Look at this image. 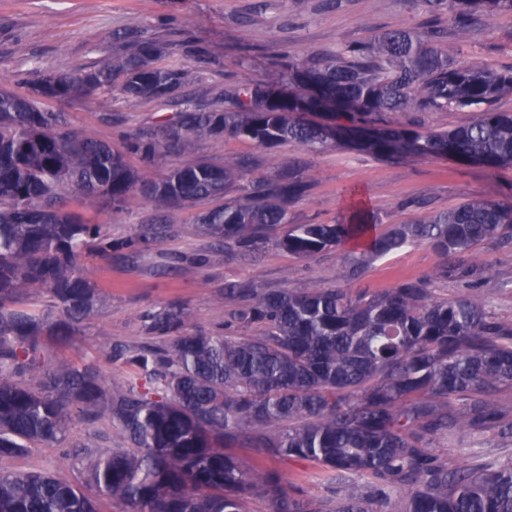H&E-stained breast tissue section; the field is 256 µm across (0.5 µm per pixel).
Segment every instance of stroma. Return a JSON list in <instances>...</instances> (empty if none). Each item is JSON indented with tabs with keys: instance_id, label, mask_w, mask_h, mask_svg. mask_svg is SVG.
Instances as JSON below:
<instances>
[{
	"instance_id": "1",
	"label": "stroma",
	"mask_w": 512,
	"mask_h": 512,
	"mask_svg": "<svg viewBox=\"0 0 512 512\" xmlns=\"http://www.w3.org/2000/svg\"><path fill=\"white\" fill-rule=\"evenodd\" d=\"M424 10L412 0H0V88L29 95L48 74L80 70L134 49L129 29L163 48L157 64L190 68L191 83L177 99H129L119 91L100 94L95 104L80 100L49 101L46 109L66 113L71 128L121 148L123 134L154 126L175 115L182 100L207 109H221L243 81L261 82L271 70L295 64L307 68L334 57L347 44L369 40L381 31L408 30L425 22ZM137 36V37H138ZM441 48L459 58L500 71L512 70V12L488 18L473 39L462 42L444 35ZM474 113L440 109L431 112L389 113L385 123L412 124L428 130L469 125ZM227 156H253L259 164L250 179L269 176L276 165L291 158L309 168L307 196L290 206L288 221L275 227L272 238L284 236L295 224H332L349 204L345 189L359 192L378 231L410 224L446 212L471 200L512 205V166L489 169L451 157L402 155L383 160L342 145L312 153L295 144L265 149L254 142L227 136L202 138L180 153L165 157L154 169L162 177L171 168L201 160L219 162ZM204 199L179 212L178 230L155 233V207L131 198L123 212L87 205L69 194L67 208L90 224L104 225L113 240L150 231L146 246L104 260L86 253L80 262L94 285L98 309L81 332L62 343L48 338L46 350L61 362L96 361L105 380L118 387L128 375L121 364L102 353L107 342L138 343L140 319L154 307L178 304L189 314L188 332L220 331L236 302L224 294L226 284L248 283L265 290L296 291L318 286L380 291L403 278L419 276L444 263L427 244H411L367 264L358 278L342 276L352 256L350 248H331L300 258L271 246L250 263L208 259L212 240L198 224V215L214 207ZM474 261L489 267L484 279L470 282L442 278L431 285L434 297L456 299L477 294L498 321L512 323V240L490 239L473 250ZM441 461L455 467L472 452L502 463L512 459V441L497 431L467 434L434 446ZM274 468L299 487L305 498L324 493V475L306 461H281ZM34 470L72 481L78 472L62 456L61 447L38 445L23 457L0 461V472Z\"/></svg>"
}]
</instances>
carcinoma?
Returning a JSON list of instances; mask_svg holds the SVG:
<instances>
[{
	"mask_svg": "<svg viewBox=\"0 0 512 512\" xmlns=\"http://www.w3.org/2000/svg\"><path fill=\"white\" fill-rule=\"evenodd\" d=\"M424 4L430 17L422 30L350 44L342 62L275 70L261 83L242 84L223 110L187 107L126 136L122 152L71 129L65 113L43 109L41 100H91L114 86L130 99L173 96L191 73L157 66L155 42L139 40L131 55L46 76L28 97L0 90V459L60 442L75 417L108 419L120 440L106 452L65 449L80 472L75 482L40 471L1 472L0 512H100L104 498L120 512H247L253 495L269 512H385L395 492L405 495L403 512H512V463L450 469L432 452L434 440L460 433L496 428L512 438V418L497 400L512 387V324L493 319L478 296L440 300L428 288L453 274L481 275L462 259L512 225V207L474 200L371 238L344 277L408 242L431 245L448 263L376 293L261 292L232 284L224 294L238 305L225 326L234 336L187 333L184 311L163 306L144 316L145 342L106 346L108 359L129 371L120 389L92 363L54 362L43 342L76 335L97 308L80 265L84 250L110 260L147 241L143 233L114 243L102 225L66 210L69 186L114 212L139 195L169 229L182 206L224 197L252 164L226 157L150 177L161 156L202 137L315 151L361 131V145L382 159L407 151L488 168L512 165V114L494 108L500 95L512 93V70L472 66L438 47L441 21L469 40L489 16L512 11V0ZM444 108L477 118L448 131L375 127L386 112ZM326 111L328 124L302 117ZM129 154L141 170L131 169ZM309 182L299 163L285 162L199 223L215 252L252 260L269 231L288 223V208ZM370 230L369 212L354 205L342 223L300 224L276 245L305 258ZM37 293L48 300L27 302ZM255 326L262 327L258 336L251 335ZM28 374L37 375L36 384L22 382ZM236 444L252 451L255 464L246 467L229 452ZM294 459L323 469L328 497L311 503L266 469ZM357 477L368 482L367 499H336Z\"/></svg>",
	"mask_w": 512,
	"mask_h": 512,
	"instance_id": "carcinoma-1",
	"label": "carcinoma"
}]
</instances>
